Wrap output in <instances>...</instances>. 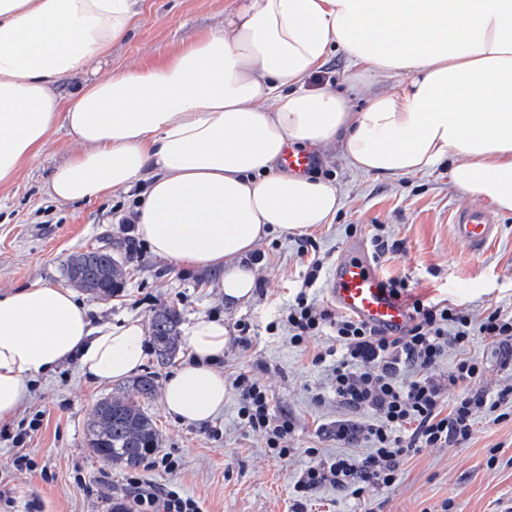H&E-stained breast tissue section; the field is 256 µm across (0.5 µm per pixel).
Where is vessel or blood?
Listing matches in <instances>:
<instances>
[{
    "label": "vessel or blood",
    "instance_id": "1",
    "mask_svg": "<svg viewBox=\"0 0 512 512\" xmlns=\"http://www.w3.org/2000/svg\"><path fill=\"white\" fill-rule=\"evenodd\" d=\"M313 153L286 149L281 167L295 175L315 166ZM453 231L472 254H480L497 235L494 215L483 209H463L453 215ZM326 294L337 310L388 336L404 335L413 323L409 305L395 298L363 243L354 242L337 257L328 277Z\"/></svg>",
    "mask_w": 512,
    "mask_h": 512
}]
</instances>
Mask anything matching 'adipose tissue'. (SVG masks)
Wrapping results in <instances>:
<instances>
[{"label": "adipose tissue", "mask_w": 512, "mask_h": 512, "mask_svg": "<svg viewBox=\"0 0 512 512\" xmlns=\"http://www.w3.org/2000/svg\"><path fill=\"white\" fill-rule=\"evenodd\" d=\"M134 0H0V184L63 123L79 149L48 194L79 202L142 185L136 235L158 257L217 272L226 303L250 298L246 264L271 234L329 224L332 183L285 173L293 144L338 151L383 177L448 166L455 190L512 212V0H235L222 30L146 68L85 80L134 25ZM363 108L307 78L336 50ZM78 84L61 97L58 83ZM67 288L0 293V421L37 376L78 362L90 381L136 373L139 321L94 326ZM222 322L187 331L189 358L162 388L166 413L224 408Z\"/></svg>", "instance_id": "1"}]
</instances>
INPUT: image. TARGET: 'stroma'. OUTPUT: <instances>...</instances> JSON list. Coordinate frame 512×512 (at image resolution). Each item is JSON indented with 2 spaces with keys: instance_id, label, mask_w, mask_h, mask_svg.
<instances>
[{
  "instance_id": "obj_1",
  "label": "stroma",
  "mask_w": 512,
  "mask_h": 512,
  "mask_svg": "<svg viewBox=\"0 0 512 512\" xmlns=\"http://www.w3.org/2000/svg\"><path fill=\"white\" fill-rule=\"evenodd\" d=\"M138 15L128 37L112 46L99 75L162 62L201 34L223 29L233 0H136ZM76 144L66 126L56 125L46 149L24 161L10 183L0 185V290L35 282L67 287L63 265L74 251L105 244L122 259L125 286L112 298L85 292L77 297L91 308L95 324L132 319L150 325L155 310L176 308L181 328L201 318L223 321L228 342L220 367L228 383L223 411L204 424L181 423L165 412L161 398L146 404L161 434V454L170 468H139L147 479L198 501L202 512H292L293 477L310 462L309 449L331 458L342 447L318 433L319 425L349 418L330 390L327 370L314 367L319 350L336 339L322 335L295 347L287 332L269 335L286 293L298 288L303 266L297 248L311 240L316 253L335 263L350 242L370 243L383 225L399 251L377 261L386 277L411 286L410 299L442 300L480 313L512 308V213H497L498 236L479 256L452 233L451 217L468 208L448 182V167L397 178L377 177L346 166L337 155L317 153L314 179L328 180L342 195L332 223L307 235L273 234L258 246L252 297L237 307L224 303L217 274L188 269L155 256L130 237L122 217L132 212L136 191L117 192L85 202L60 203L46 190L54 168L66 162ZM251 326V344L238 342L239 326ZM466 353L482 359L473 390L494 393L512 386V365L488 340L477 337ZM275 397L296 423L287 462L270 457L263 434L245 427L231 382L240 367ZM120 382L87 380L76 363L39 377L14 419L0 423V512H114L125 506L127 472L113 470L89 447L86 424L95 404L118 394ZM38 430H30L33 419ZM471 440L461 446L424 448L402 467L389 488L366 487L353 497L326 486L311 493L308 512H512V419L476 418ZM37 465L19 471L15 453Z\"/></svg>"
}]
</instances>
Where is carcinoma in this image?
I'll return each instance as SVG.
<instances>
[{
	"label": "carcinoma",
	"instance_id": "cac0c4a2",
	"mask_svg": "<svg viewBox=\"0 0 512 512\" xmlns=\"http://www.w3.org/2000/svg\"><path fill=\"white\" fill-rule=\"evenodd\" d=\"M64 271L75 287L99 298L112 296L124 285L123 263L110 246L70 254ZM179 326L180 315L171 307L161 308L151 317V338L161 365L173 360L179 351ZM156 391V380L148 373L123 387L121 396L104 398L94 406L87 434L95 440L94 453L112 468H137L161 447L156 424L145 410V403Z\"/></svg>",
	"mask_w": 512,
	"mask_h": 512
}]
</instances>
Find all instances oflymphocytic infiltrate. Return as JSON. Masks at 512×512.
<instances>
[{"label":"lymphocytic infiltrate","instance_id":"f902f5d3","mask_svg":"<svg viewBox=\"0 0 512 512\" xmlns=\"http://www.w3.org/2000/svg\"><path fill=\"white\" fill-rule=\"evenodd\" d=\"M300 288L284 307L280 321L270 322L268 333L287 327L294 346L332 330L336 348L318 352L314 365H329L330 387L338 404L351 418L337 421L331 434L346 446V453L319 458L309 449L313 462L295 478L293 512H304L312 491L331 486L361 496L366 486L389 487L396 483L407 457L423 448L467 443L476 416L512 403V388L495 395L473 394L469 384L483 370L479 359L466 349L480 336L495 345L499 354L512 357V311L499 308L476 315L448 302L414 301V323L405 335L383 336L351 316H337L318 298L317 285L326 272L324 261L309 257ZM461 351L447 383L432 376L449 349ZM462 386V393L447 399V386ZM239 415L245 426L263 432L273 458L287 461L292 450L288 440L295 421L279 411L273 396L257 379L243 370L236 374ZM366 411L370 421L355 420ZM370 445L368 454H356L358 443ZM129 512H200L198 503L178 491L133 476Z\"/></svg>","mask_w":512,"mask_h":512}]
</instances>
